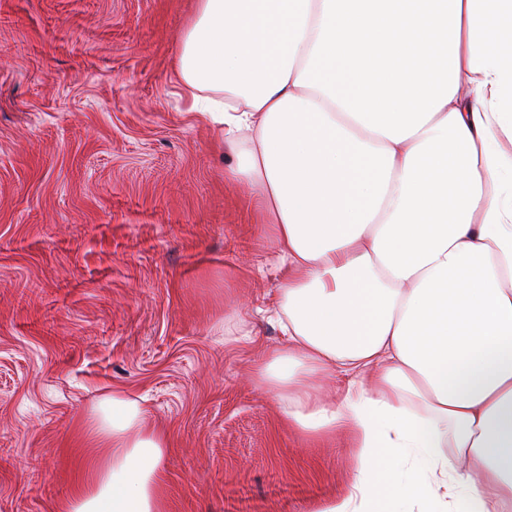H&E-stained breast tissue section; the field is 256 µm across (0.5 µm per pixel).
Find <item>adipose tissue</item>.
Returning a JSON list of instances; mask_svg holds the SVG:
<instances>
[{"mask_svg": "<svg viewBox=\"0 0 512 512\" xmlns=\"http://www.w3.org/2000/svg\"><path fill=\"white\" fill-rule=\"evenodd\" d=\"M175 74L286 268L256 384L357 459L318 512H512V0H196ZM89 421L66 512H158L140 399Z\"/></svg>", "mask_w": 512, "mask_h": 512, "instance_id": "adipose-tissue-1", "label": "adipose tissue"}]
</instances>
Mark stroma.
I'll list each match as a JSON object with an SVG mask.
<instances>
[{
    "label": "stroma",
    "mask_w": 512,
    "mask_h": 512,
    "mask_svg": "<svg viewBox=\"0 0 512 512\" xmlns=\"http://www.w3.org/2000/svg\"><path fill=\"white\" fill-rule=\"evenodd\" d=\"M194 6L0 0V512H61L115 390L168 438L161 512H314L354 477L253 381L283 271L174 82Z\"/></svg>",
    "instance_id": "stroma-1"
}]
</instances>
